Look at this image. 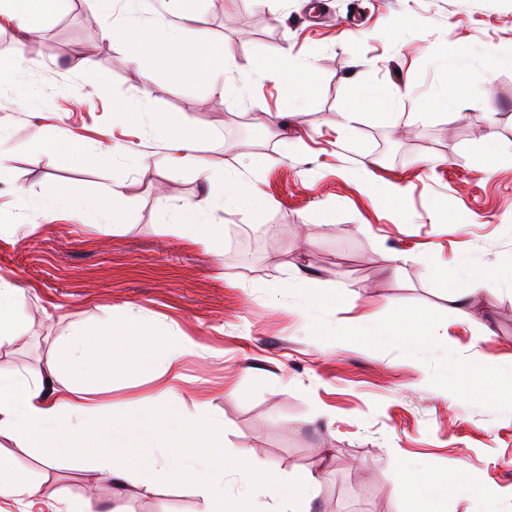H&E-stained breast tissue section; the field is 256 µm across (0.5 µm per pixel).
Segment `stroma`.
Listing matches in <instances>:
<instances>
[{
	"label": "stroma",
	"mask_w": 512,
	"mask_h": 512,
	"mask_svg": "<svg viewBox=\"0 0 512 512\" xmlns=\"http://www.w3.org/2000/svg\"><path fill=\"white\" fill-rule=\"evenodd\" d=\"M162 18L224 46L238 62L275 59L315 66L318 87L279 114L285 88L263 72L227 96L174 75L165 50L150 74L100 34L86 0H65L34 16L38 32L19 48L17 26L0 23V61L23 53L0 85V145L11 153V190L0 197V278L26 289L23 336L0 347V363L42 372L58 337L100 317L137 326L161 344L190 337L174 405L190 413L208 401L224 426V447L251 449L256 464L304 470L328 449L312 512H411L398 491L403 467L461 473L496 512H512V389L469 393L476 363L512 362V156L487 170L488 141L512 145V0H145L141 19ZM94 61L96 77L80 72ZM467 85L448 109L431 100L449 74ZM382 85L387 106L367 110L353 131L336 115L361 87ZM137 101L203 136L191 167L163 163L150 129L116 125L114 106ZM277 113L274 126L254 116ZM78 139L99 159L74 163ZM147 161L133 167V157ZM368 165L402 190L401 205L375 199L354 179ZM257 186L258 210L224 208L226 177ZM121 182L127 200L118 230L97 231L43 201L57 183L95 196ZM215 201L220 252L181 246L162 223L190 202ZM403 260L392 270L386 260ZM488 275L466 278L460 261ZM447 278H440V270ZM468 289L478 308L448 311L446 282ZM348 286L313 319L358 332L366 315L421 313L429 344H337L303 328L313 288ZM148 374L119 373L102 395L105 411L152 394ZM38 491L0 499V512H52L57 500L98 512H202L191 481L117 494L90 459L44 468L18 454Z\"/></svg>",
	"instance_id": "35a3bbf8"
}]
</instances>
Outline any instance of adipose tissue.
<instances>
[{"label":"adipose tissue","instance_id":"1","mask_svg":"<svg viewBox=\"0 0 512 512\" xmlns=\"http://www.w3.org/2000/svg\"><path fill=\"white\" fill-rule=\"evenodd\" d=\"M113 0H89L92 11L103 21L102 34L118 43L129 61L149 72L155 46L172 48V65L180 76L207 82L222 92L238 94L237 85L226 83L227 72L238 70L234 56L226 49L209 45L202 38L186 37L182 28L161 22L143 25L137 18L112 24ZM277 66L252 61V69H269L271 74L288 76V96L311 97L317 78L310 64L293 63L287 50H280ZM126 121L143 123L164 145L165 162L190 165L195 161L201 138L191 125L172 126L159 112L142 111L134 101L115 107ZM50 206L75 214L94 228L102 224L120 225L127 200L120 184L106 191L105 199L73 196L66 186L54 187ZM212 204L202 200L185 205L176 215L178 237L188 246L216 247L224 238L223 225L211 218ZM24 291L0 281V347L13 343L22 333ZM366 335L396 341L407 351L428 344L425 320L415 311L403 312L395 323H370ZM190 339L157 347L150 335L133 337L129 324L103 319L94 329L75 327L57 343L42 373L27 378L0 369V442L13 441L28 455L45 465L86 448L96 453V469L101 480L119 488L151 491L155 482L195 478L196 491L204 502V512H256L260 497L273 501L272 512H311L316 498L321 464L294 475L274 468H258L249 451L233 456L217 455L223 443V427L210 416L206 401H199L193 414L181 416L166 407V399L176 393L182 378L185 356L197 354ZM164 369L157 374L156 389L147 397V418L123 410L106 423L95 422L101 406L98 394L108 378L119 371H151L155 360ZM147 437H140V429ZM469 487L477 498L485 491L477 484L466 485L453 475L431 470L404 471L399 487L410 501L445 504L450 495Z\"/></svg>","mask_w":512,"mask_h":512}]
</instances>
